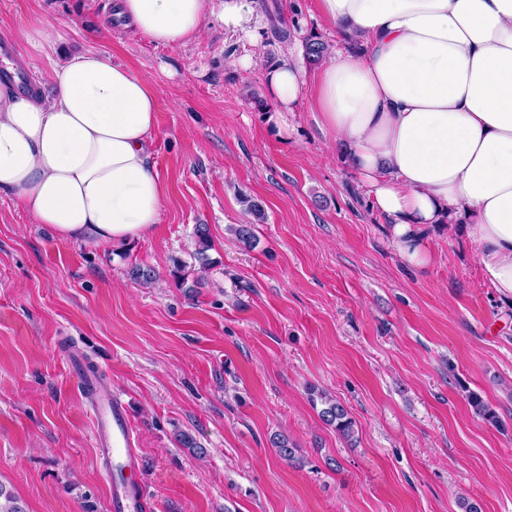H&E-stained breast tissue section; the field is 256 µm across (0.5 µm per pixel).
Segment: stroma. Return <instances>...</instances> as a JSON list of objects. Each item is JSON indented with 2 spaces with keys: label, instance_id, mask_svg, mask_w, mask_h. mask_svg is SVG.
<instances>
[{
  "label": "stroma",
  "instance_id": "35a3bbf8",
  "mask_svg": "<svg viewBox=\"0 0 512 512\" xmlns=\"http://www.w3.org/2000/svg\"><path fill=\"white\" fill-rule=\"evenodd\" d=\"M313 12L314 0H259V46L214 21L166 47L124 27L112 0H0V37L42 91L70 56L102 48L148 78L165 193L153 233L120 245L58 239L0 197V484L25 512H109L73 351L128 409L151 512H464L465 499L512 512V303L461 228L430 229V264H406L306 103L287 135L274 130L264 69L288 55L306 66L308 35L337 44ZM36 17L54 25L52 47L22 36ZM231 54L256 63L233 68ZM242 193L267 216L250 247L231 232L250 219ZM134 265L154 281H134ZM312 387L346 408L353 439L321 419ZM277 434L299 462L279 457ZM195 237V250L192 256L193 259L198 263L199 272H206L212 265V261L207 253L210 249V244L206 225L199 224L196 226Z\"/></svg>",
  "mask_w": 512,
  "mask_h": 512
}]
</instances>
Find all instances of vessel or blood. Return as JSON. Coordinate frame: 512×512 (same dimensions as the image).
<instances>
[{"label": "vessel or blood", "mask_w": 512, "mask_h": 512, "mask_svg": "<svg viewBox=\"0 0 512 512\" xmlns=\"http://www.w3.org/2000/svg\"><path fill=\"white\" fill-rule=\"evenodd\" d=\"M77 379L93 394L95 441L111 480V512H150L148 496L138 478L142 465L131 446L124 403L102 388L96 376L81 373Z\"/></svg>", "instance_id": "b4317fda"}]
</instances>
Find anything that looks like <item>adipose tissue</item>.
Segmentation results:
<instances>
[{
  "instance_id": "adipose-tissue-1",
  "label": "adipose tissue",
  "mask_w": 512,
  "mask_h": 512,
  "mask_svg": "<svg viewBox=\"0 0 512 512\" xmlns=\"http://www.w3.org/2000/svg\"><path fill=\"white\" fill-rule=\"evenodd\" d=\"M341 38L309 72L264 73L289 112L301 101L389 221L409 264L425 234L469 221L483 280L512 300V0H316ZM152 43L184 46L211 19L259 43L256 0H113ZM157 99L103 50L69 58L52 95L0 83V195L57 238L120 244L159 224L163 187L148 146Z\"/></svg>"
}]
</instances>
